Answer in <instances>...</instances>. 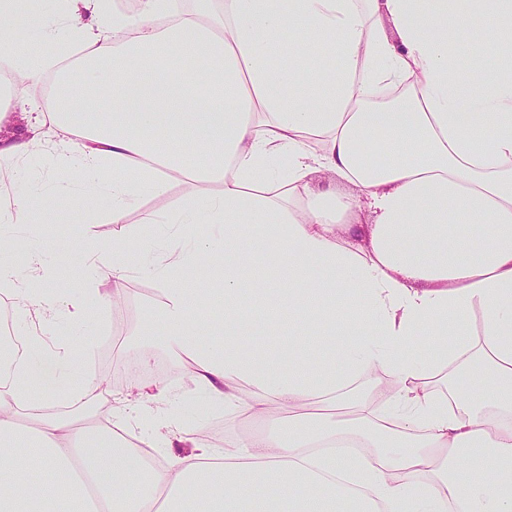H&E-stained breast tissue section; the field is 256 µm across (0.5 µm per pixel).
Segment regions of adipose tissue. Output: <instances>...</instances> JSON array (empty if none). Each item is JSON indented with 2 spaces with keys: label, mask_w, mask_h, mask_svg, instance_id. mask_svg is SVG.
I'll use <instances>...</instances> for the list:
<instances>
[{
  "label": "adipose tissue",
  "mask_w": 512,
  "mask_h": 512,
  "mask_svg": "<svg viewBox=\"0 0 512 512\" xmlns=\"http://www.w3.org/2000/svg\"><path fill=\"white\" fill-rule=\"evenodd\" d=\"M203 2L0 0V69L56 79L58 181L9 193L42 143L0 138V227L35 208L123 224L171 182L201 187L142 211L138 241H86L76 296L47 288L64 271L40 251L20 268L0 249V512H512V0ZM21 29L53 52H21ZM105 89L116 111L95 109ZM136 254L160 300L114 361L165 343L204 411L274 426L215 447L153 413L174 396L159 384L100 421L41 413L42 362L74 399L106 397L58 335L124 301ZM202 264L210 297L189 286ZM256 321L267 339L243 351ZM376 372L389 391L350 395Z\"/></svg>",
  "instance_id": "1"
}]
</instances>
